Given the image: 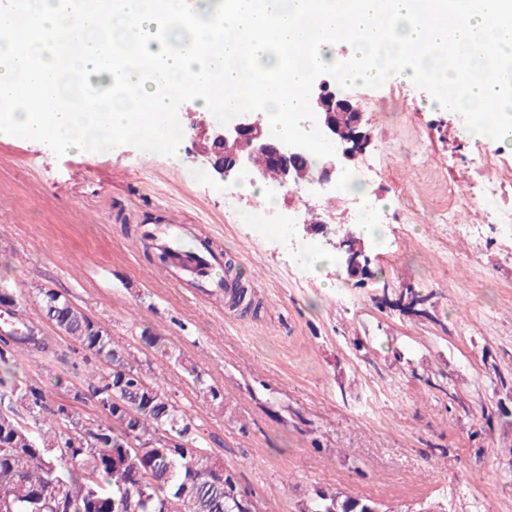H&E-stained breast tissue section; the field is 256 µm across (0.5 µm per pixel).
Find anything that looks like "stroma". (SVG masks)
Returning <instances> with one entry per match:
<instances>
[{
  "mask_svg": "<svg viewBox=\"0 0 512 512\" xmlns=\"http://www.w3.org/2000/svg\"><path fill=\"white\" fill-rule=\"evenodd\" d=\"M345 95L366 104L364 156L380 170L367 183L377 206L367 220L395 217L385 246L367 242L369 273L359 278L337 264L319 274L296 264L283 234L242 235L254 217L230 199L233 183L193 177L212 121L194 102L179 108L183 146L173 156L121 146L58 157L0 136V286L22 294L25 319L57 345L49 358L17 352L13 377L65 398L54 379L71 377L78 356L35 300L52 288L131 347L261 512H297L318 488L390 512H512V387L495 376L512 371V254L461 233L483 221L477 157L512 172V145L479 142L460 114L400 74ZM276 199L301 213L293 236L329 213L327 237L341 240L345 199L294 189ZM147 213L213 234L258 311L209 301L148 260ZM406 284L434 293L431 317L393 307ZM149 334L172 357L148 348ZM186 364L221 390L223 406L199 393Z\"/></svg>",
  "mask_w": 512,
  "mask_h": 512,
  "instance_id": "stroma-1",
  "label": "stroma"
}]
</instances>
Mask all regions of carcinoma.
Here are the masks:
<instances>
[{"mask_svg": "<svg viewBox=\"0 0 512 512\" xmlns=\"http://www.w3.org/2000/svg\"><path fill=\"white\" fill-rule=\"evenodd\" d=\"M432 294L401 289L404 309L418 312ZM44 317L74 346L98 358L103 372L83 387L59 377L56 386L75 401L93 398L105 415L62 414L36 381L0 376V494L13 512H238L236 473L212 458L194 421L161 385L142 371L130 349L116 345L108 328L64 294L37 289ZM35 341L0 333V365L26 350L51 353ZM200 392L224 406L219 388L196 367L184 368ZM299 512H381V504L339 491L315 490Z\"/></svg>", "mask_w": 512, "mask_h": 512, "instance_id": "obj_1", "label": "carcinoma"}]
</instances>
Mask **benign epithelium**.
<instances>
[{
	"instance_id": "1",
	"label": "benign epithelium",
	"mask_w": 512,
	"mask_h": 512,
	"mask_svg": "<svg viewBox=\"0 0 512 512\" xmlns=\"http://www.w3.org/2000/svg\"><path fill=\"white\" fill-rule=\"evenodd\" d=\"M310 103L318 127L336 149L335 155L321 161L310 181L311 185L324 189L357 167V159L370 143L371 134L366 129L368 121L361 105L337 94L328 79L315 80ZM208 141L209 144L201 146L200 165L223 179L238 169L248 171L254 180L266 178V170L254 167L255 158L264 157L278 172V186L291 188L299 185L300 173L308 165V151L268 136L260 112L241 115L226 126L213 124ZM334 248L340 251L339 262L349 276L363 275L370 258L354 229H346Z\"/></svg>"
}]
</instances>
